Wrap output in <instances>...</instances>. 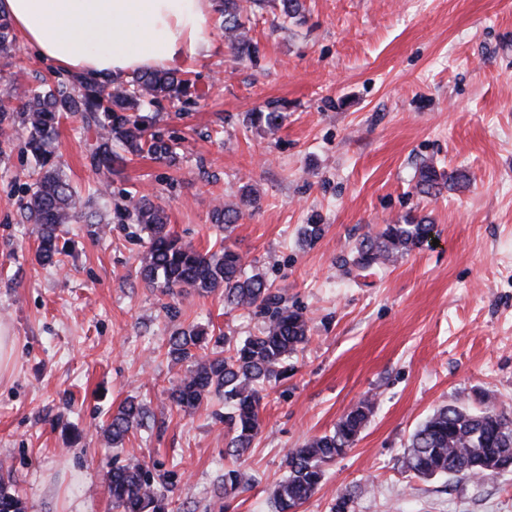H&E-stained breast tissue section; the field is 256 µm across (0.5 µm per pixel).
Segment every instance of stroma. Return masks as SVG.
Returning <instances> with one entry per match:
<instances>
[{"label": "stroma", "instance_id": "1", "mask_svg": "<svg viewBox=\"0 0 512 512\" xmlns=\"http://www.w3.org/2000/svg\"><path fill=\"white\" fill-rule=\"evenodd\" d=\"M209 28L207 49L178 65L192 105L154 114L173 161L130 155L101 178L94 133L61 118L53 160L98 220L60 226L56 264L36 261L24 217L27 131L0 133V330L14 342L0 372V470L30 512H113L106 463L133 455L172 483L174 512H217L218 477L234 464L224 398L190 414L168 401L184 373L169 340L201 326L239 344L266 317L218 292L171 299L137 276L146 234L127 210L146 195L202 251L222 238L214 209H237L235 249L309 321L241 461L257 481L224 512H272L288 451L364 398L376 406L356 445L324 464L300 512H331L346 491L354 512H512L510 473L478 484L402 466L437 408L512 407V0H306L300 23L269 7L251 19L250 59L218 21ZM56 75L30 48L0 56V83L17 91ZM271 106L285 114L273 134L251 121ZM425 166L466 183L419 193ZM247 187L259 208L243 202ZM408 214L432 221L434 242L380 271L340 268L357 241ZM307 224L323 236L305 241ZM130 396L150 418L115 452L102 425Z\"/></svg>", "mask_w": 512, "mask_h": 512}]
</instances>
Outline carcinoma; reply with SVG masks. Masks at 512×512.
Returning a JSON list of instances; mask_svg holds the SVG:
<instances>
[{
    "label": "carcinoma",
    "instance_id": "cac0c4a2",
    "mask_svg": "<svg viewBox=\"0 0 512 512\" xmlns=\"http://www.w3.org/2000/svg\"><path fill=\"white\" fill-rule=\"evenodd\" d=\"M281 15L299 21L306 11L304 0H279ZM224 34L238 54L253 57L258 44L248 36L250 22L239 0H219ZM15 36L10 20L0 15V54L12 53ZM16 88L7 82L0 89V131L16 124L28 131L25 142L34 160L36 175L25 202L27 219L39 226L37 259L53 263L60 253L57 228L62 224L89 220L77 210L75 192L51 163L48 144L56 134L59 119L70 114L86 129L96 132L92 163L101 174L112 172V143L139 155L146 151L158 159L173 158L164 136L151 131L152 118L143 114L145 106L169 103L190 104L191 82L171 70H152L132 75L113 87L108 81L87 80L75 75H57L51 83L28 89L17 106L12 105ZM285 115L275 107L257 112L254 122L269 132L277 131ZM458 177L429 166L419 171L416 188L435 194ZM128 216L147 233L138 273L141 279L166 295L224 293V304L232 309L258 308L268 321L259 334L242 344L218 350L221 338L211 340L202 327L180 331L170 338L167 355L185 373L169 393L170 401L184 412L200 407L213 394L224 395V432L227 447L241 459L261 430L260 412L265 387L288 372L286 362L309 341L308 319L270 292L262 275L248 274L246 263L233 246L225 243L217 250L200 251L175 236L163 209L149 196L133 200ZM213 218L218 229L227 232L238 219L237 212L222 206ZM433 224L425 217L407 216L400 224H387L351 249L342 266L369 270L394 262L420 248ZM214 348H209V344ZM374 409L366 398L352 407L333 430L292 449L286 457L287 475L273 491L274 512H299L317 491L322 466L355 446ZM147 411L134 398L113 412L103 435L112 448L122 447L128 435L142 427ZM402 467L418 477L452 475L461 479L485 480L512 472V408L488 405L470 410L459 405L437 409L411 434ZM106 480L116 512H168L169 487L156 478L136 457L107 465ZM255 479L239 466L224 469L220 478L223 495L247 490ZM0 512H28L26 502L13 489L10 474H0Z\"/></svg>",
    "mask_w": 512,
    "mask_h": 512
}]
</instances>
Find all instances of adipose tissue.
<instances>
[{
	"mask_svg": "<svg viewBox=\"0 0 512 512\" xmlns=\"http://www.w3.org/2000/svg\"><path fill=\"white\" fill-rule=\"evenodd\" d=\"M214 0H0L25 46L59 72L120 81L207 44Z\"/></svg>",
	"mask_w": 512,
	"mask_h": 512,
	"instance_id": "1",
	"label": "adipose tissue"
}]
</instances>
